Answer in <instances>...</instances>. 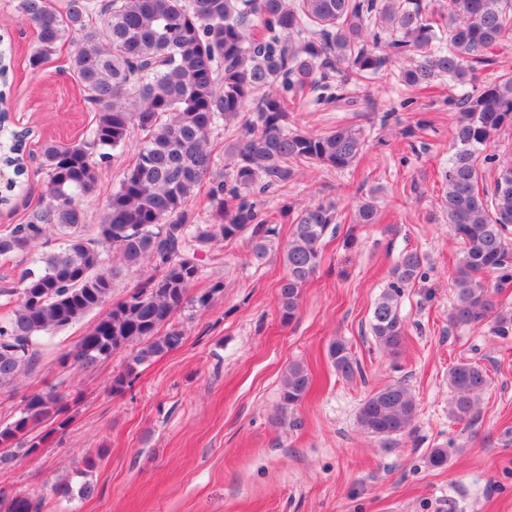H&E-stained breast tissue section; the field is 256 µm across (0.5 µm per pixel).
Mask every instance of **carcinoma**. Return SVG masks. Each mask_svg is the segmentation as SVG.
<instances>
[{
	"mask_svg": "<svg viewBox=\"0 0 512 512\" xmlns=\"http://www.w3.org/2000/svg\"><path fill=\"white\" fill-rule=\"evenodd\" d=\"M16 11L37 30L38 45L28 58L33 69L61 41L79 36L67 69L94 118L85 138L43 146L44 206L31 223L0 235L1 257L32 262L17 285L0 289L12 304L0 320V387L33 369L40 338L106 307L77 342L81 352L73 367L94 369L134 347L126 372L112 378V393H122L135 366L182 346L186 333L171 323L174 315L208 307L222 288L217 282L206 293H192L199 248L245 234L253 263L280 256L285 275L278 308L282 321H293L302 288L320 266L335 209L302 206L281 250L276 218L249 196L287 182L295 165L352 166L366 150L361 132L350 126L320 134L292 130L287 101L316 109L395 64L406 88L448 80V105L458 109L440 201L449 232L462 246L448 322L469 329L490 322L494 335L512 334V313L496 311L494 301L495 290L512 284V159L487 152L496 134L512 127V74L454 93L472 81L482 55L512 37V0H447L438 10L426 0H17ZM220 129L235 135L224 149L226 174L215 170L211 144ZM137 132L142 142L90 237L81 198L94 189L112 152ZM24 151L25 139L15 135L0 161L24 171ZM481 161L496 169L491 186L483 182ZM206 179L218 224H197L187 209ZM353 221L377 223L375 203L358 204ZM107 248L119 264L104 257ZM124 270L140 281L129 297L115 301L112 288ZM426 278L424 258L405 251L372 308L371 334L392 355L405 338L399 302L406 288ZM329 356L342 377L362 374L343 341L332 342ZM488 380L476 362L453 364L449 418L470 423ZM310 387L308 368L288 365L280 412L295 409ZM64 413L62 397L52 390L26 396L19 415L0 428V447H13L40 425L64 428ZM417 413L411 389L394 382L366 397L358 423L365 433L393 441L412 430ZM40 507L32 493L0 491V512Z\"/></svg>",
	"mask_w": 512,
	"mask_h": 512,
	"instance_id": "carcinoma-1",
	"label": "carcinoma"
}]
</instances>
